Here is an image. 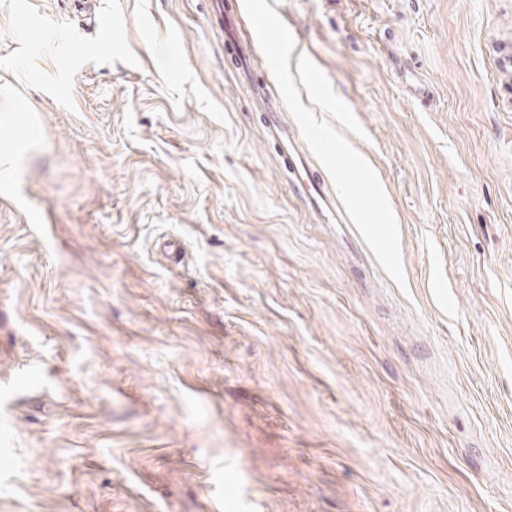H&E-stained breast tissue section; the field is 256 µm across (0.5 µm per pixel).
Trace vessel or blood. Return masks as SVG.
I'll use <instances>...</instances> for the list:
<instances>
[{
    "label": "vessel or blood",
    "mask_w": 512,
    "mask_h": 512,
    "mask_svg": "<svg viewBox=\"0 0 512 512\" xmlns=\"http://www.w3.org/2000/svg\"><path fill=\"white\" fill-rule=\"evenodd\" d=\"M221 21L225 40L235 45L236 72L249 87L254 106L264 114V138L278 147L280 165L288 173L291 185L298 189L312 221L317 224L345 223L346 214L338 197L329 190L314 169L310 153L283 121L280 112L283 99L270 96L266 85L255 80L256 46L253 40L237 38L234 14L222 13Z\"/></svg>",
    "instance_id": "obj_1"
}]
</instances>
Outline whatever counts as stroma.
Wrapping results in <instances>:
<instances>
[{
	"instance_id": "obj_1",
	"label": "stroma",
	"mask_w": 512,
	"mask_h": 512,
	"mask_svg": "<svg viewBox=\"0 0 512 512\" xmlns=\"http://www.w3.org/2000/svg\"><path fill=\"white\" fill-rule=\"evenodd\" d=\"M0 0V512H512V0ZM224 24V38L234 42V64L237 74L247 84L254 106L264 113L263 133L267 142L279 149L280 165L289 175L290 184L301 194L303 203L312 221L316 224H345L346 214L334 192L329 190L325 180L316 172L311 163L310 153L288 128L280 111L284 104L281 97H271L266 82L254 79L256 45L253 38L243 40L235 34V15L224 13L220 8Z\"/></svg>"
}]
</instances>
